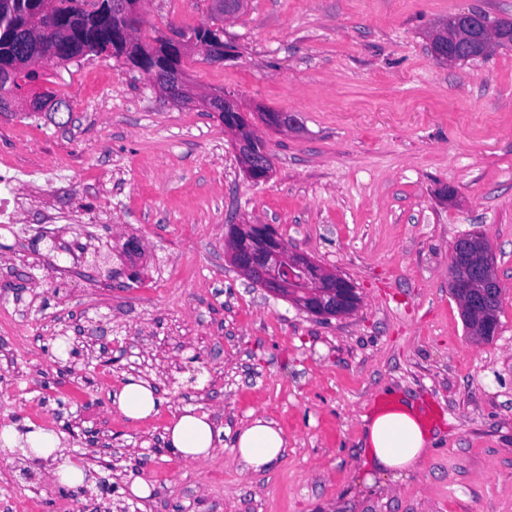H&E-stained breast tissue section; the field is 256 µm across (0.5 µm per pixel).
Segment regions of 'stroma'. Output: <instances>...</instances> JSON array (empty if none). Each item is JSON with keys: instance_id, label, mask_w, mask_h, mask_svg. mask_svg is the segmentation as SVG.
<instances>
[{"instance_id": "1", "label": "stroma", "mask_w": 512, "mask_h": 512, "mask_svg": "<svg viewBox=\"0 0 512 512\" xmlns=\"http://www.w3.org/2000/svg\"><path fill=\"white\" fill-rule=\"evenodd\" d=\"M512 0H247L224 19L223 62L183 67L198 95L293 113L259 126L273 173L245 179L224 124L167 102L115 57L44 71L66 100L55 117L0 118V160L65 162L49 193L29 188L26 230H0V416L57 434L96 483L64 487L22 450L0 471L92 512L101 484L128 512H512V47L435 58L432 35ZM143 36L212 24V0H144ZM272 225L288 248L350 280L361 298L328 320L241 275L230 225ZM484 234L502 290L491 341L469 336L448 287L454 242ZM25 283L22 298L11 288ZM125 355L101 363L102 340ZM153 382L157 414L130 420L114 395ZM419 400L436 441L420 471L363 483L362 418L387 391ZM219 431L211 460L165 444L184 407ZM287 440L270 472L241 471L234 435L251 416ZM113 437L92 448L91 434ZM141 478L142 500L127 490Z\"/></svg>"}]
</instances>
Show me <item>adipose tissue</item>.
<instances>
[{"label": "adipose tissue", "instance_id": "1", "mask_svg": "<svg viewBox=\"0 0 512 512\" xmlns=\"http://www.w3.org/2000/svg\"><path fill=\"white\" fill-rule=\"evenodd\" d=\"M114 402L118 410L132 420L156 412L159 403L149 381L129 377ZM217 432L209 413L195 407L182 413L165 429L164 438L182 458L192 461L209 459ZM364 483L374 486L379 477L400 479L419 471L431 451L432 441L422 425L420 414L409 401H400L367 418L362 430ZM286 441L283 431L266 417L255 416L242 426L235 441L242 471L262 474L280 461ZM27 448L35 457L46 460L58 483L74 486L86 478L84 468L68 455L60 438L42 429L20 432L15 426L0 427V450Z\"/></svg>", "mask_w": 512, "mask_h": 512}]
</instances>
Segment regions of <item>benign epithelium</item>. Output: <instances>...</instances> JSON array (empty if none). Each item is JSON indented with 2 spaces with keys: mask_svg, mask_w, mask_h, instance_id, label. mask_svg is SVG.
<instances>
[{
  "mask_svg": "<svg viewBox=\"0 0 512 512\" xmlns=\"http://www.w3.org/2000/svg\"><path fill=\"white\" fill-rule=\"evenodd\" d=\"M451 29L460 33L436 44L435 54L442 60L453 61L460 45L467 42L481 43L488 48L493 44L512 45V20L490 24L480 14L463 12L448 18ZM169 63L161 76L150 72L148 76L162 96L172 103H189L195 100L211 112L234 114L240 121L224 122V130L231 136V143L246 179L253 183L265 182L271 176L269 152L263 138L258 135L257 123L269 121L277 129H292L294 115L278 112L267 117L264 110H245L238 100L228 93H213L199 97L187 81L180 61L198 44L177 31L165 36ZM44 86L37 59L30 57L20 65L19 71L0 78V110L13 112L21 106L30 112H42L49 107L58 111L62 104L44 96ZM230 260L234 267L249 280L261 285L267 292L291 297L303 308L321 319L345 316L359 305L356 289L340 275L315 264L304 253L290 251L266 224L244 223L235 225L234 235L227 237ZM471 275L466 288L473 291L464 301L468 309L480 302L482 289L493 283L495 267L492 254L480 251L471 258Z\"/></svg>",
  "mask_w": 512,
  "mask_h": 512,
  "instance_id": "obj_1",
  "label": "benign epithelium"
}]
</instances>
